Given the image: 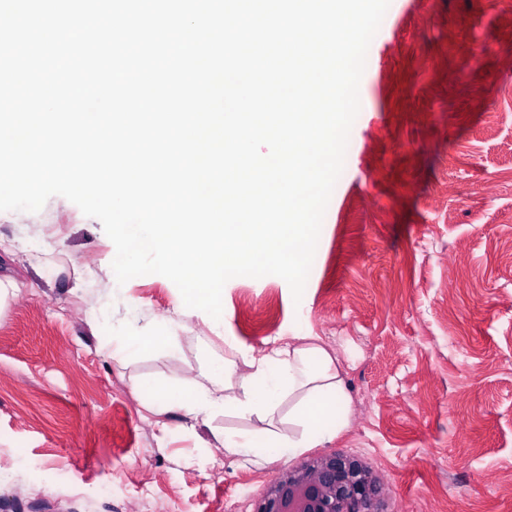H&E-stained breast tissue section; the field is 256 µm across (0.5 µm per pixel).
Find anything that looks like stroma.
<instances>
[{"instance_id":"stroma-1","label":"stroma","mask_w":512,"mask_h":512,"mask_svg":"<svg viewBox=\"0 0 512 512\" xmlns=\"http://www.w3.org/2000/svg\"><path fill=\"white\" fill-rule=\"evenodd\" d=\"M364 74L301 301L280 277H236L217 326L179 315L161 275L112 298L99 220L61 196L0 212L1 241L50 246L0 250V279L21 286L0 308V512H252L279 469L318 452L366 462L385 512H512V0H390ZM155 323L167 344L113 359ZM200 336L258 355L317 337L347 429L285 458L255 416L185 429L160 391L198 369ZM227 430L262 454H226Z\"/></svg>"}]
</instances>
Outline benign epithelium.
<instances>
[{"label":"benign epithelium","instance_id":"obj_1","mask_svg":"<svg viewBox=\"0 0 512 512\" xmlns=\"http://www.w3.org/2000/svg\"><path fill=\"white\" fill-rule=\"evenodd\" d=\"M382 485L359 458L316 455L281 470L254 512H382Z\"/></svg>","mask_w":512,"mask_h":512}]
</instances>
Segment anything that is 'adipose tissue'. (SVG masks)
<instances>
[{"label": "adipose tissue", "instance_id": "ef3b65f1", "mask_svg": "<svg viewBox=\"0 0 512 512\" xmlns=\"http://www.w3.org/2000/svg\"><path fill=\"white\" fill-rule=\"evenodd\" d=\"M223 366L201 365L183 388L167 393L194 420L233 411L267 424V435L280 456L289 457L332 440L349 424L347 395L335 358L310 336H292L263 355L226 342ZM297 403L282 413L285 398ZM288 421L293 429L280 432Z\"/></svg>", "mask_w": 512, "mask_h": 512}]
</instances>
